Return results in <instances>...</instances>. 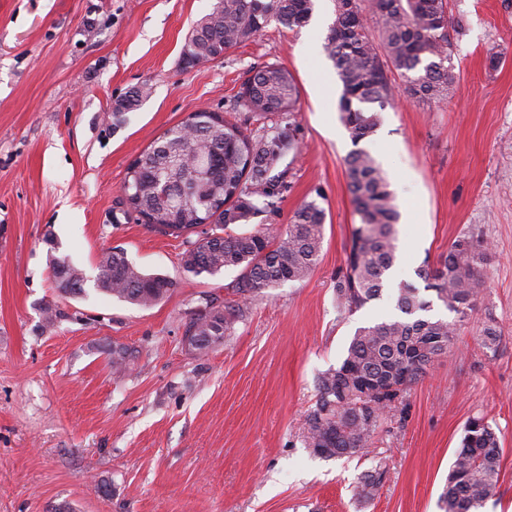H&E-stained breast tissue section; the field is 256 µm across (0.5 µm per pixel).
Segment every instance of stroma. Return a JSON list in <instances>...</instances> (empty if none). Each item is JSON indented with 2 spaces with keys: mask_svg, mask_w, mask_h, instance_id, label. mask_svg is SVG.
<instances>
[{
  "mask_svg": "<svg viewBox=\"0 0 512 512\" xmlns=\"http://www.w3.org/2000/svg\"><path fill=\"white\" fill-rule=\"evenodd\" d=\"M213 0H0V512H441L462 428L498 430L501 475L484 512H512V0H449L465 31L456 81L439 104L386 107L365 146L387 172L401 212L392 285L351 315L334 283L354 222L339 119L341 83L324 52L334 0L314 21L270 22L224 56L184 67L193 23ZM277 63L297 86L296 112L274 115L299 142L275 227L323 192L319 262L243 308L207 355L185 326L205 301L227 299L232 270L184 272L193 232L113 222L128 165L165 130L205 108L235 113L252 67ZM150 97L122 121L113 102ZM472 232L490 246L483 291L448 352L393 408L369 453L327 460L305 448L315 380L346 354L355 330L394 315L396 284ZM90 279L65 297L45 235ZM123 249L175 287L141 308L95 290L99 255ZM60 315L43 323V308ZM502 341L481 346L486 325ZM133 359L112 367V345ZM385 466L373 500L358 482ZM108 484L110 494L99 491ZM151 94V89L147 85L138 86L130 90L124 97L114 101L112 107V115L116 121H120L125 112L131 111L139 107L142 102Z\"/></svg>",
  "mask_w": 512,
  "mask_h": 512,
  "instance_id": "1",
  "label": "stroma"
}]
</instances>
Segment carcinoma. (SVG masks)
<instances>
[{"mask_svg": "<svg viewBox=\"0 0 512 512\" xmlns=\"http://www.w3.org/2000/svg\"><path fill=\"white\" fill-rule=\"evenodd\" d=\"M312 11L313 0H215L193 26L183 62L194 67L219 58L272 20L302 27ZM334 13L324 50L341 82V120L355 146L345 160L355 220L345 264L336 273L335 295L339 313L353 314L380 299L388 286L400 219L387 173L361 143L374 135L380 110L396 96L427 103L448 99L455 80L451 52L463 24L448 12V0H335ZM373 26L376 39L370 33ZM382 54L399 71L400 85L388 81ZM150 94L146 85L133 88L114 101L113 118L121 120ZM237 101L249 111L245 118L214 120L207 111L196 110L141 154L137 177L127 187L135 208L123 215L144 218L164 233H181L195 226L185 214L209 210L210 229L190 242L182 267L195 277L236 270L229 288L241 299L254 300L284 282L308 279L322 250L325 209L318 203V190L317 198L304 202L282 231H272V218L290 188L288 167L281 163L296 146L278 124L253 127L251 119L294 111L298 94L288 70L276 63L254 68ZM260 216L264 221L257 228L241 230ZM489 254L483 240L460 235L439 265L419 272L424 288L398 287L397 314L356 330L341 363L316 379L317 399L306 416L304 447L326 459L356 456L370 447L394 403L454 345L456 323L427 315L432 302L421 290L434 292L464 321L478 303ZM97 269L96 290L139 307L159 303L174 287L165 276L144 273L118 248L102 253ZM50 272L60 293L85 292L87 275L67 257L51 256ZM241 317L238 303L222 308L207 304L186 325L190 350L208 354ZM500 342L496 327L487 326L483 349L494 354ZM502 452L487 419L476 416L466 422L440 498L443 512H481L498 484ZM384 475L377 468L362 476L361 501L374 498Z\"/></svg>", "mask_w": 512, "mask_h": 512, "instance_id": "carcinoma-1", "label": "carcinoma"}]
</instances>
